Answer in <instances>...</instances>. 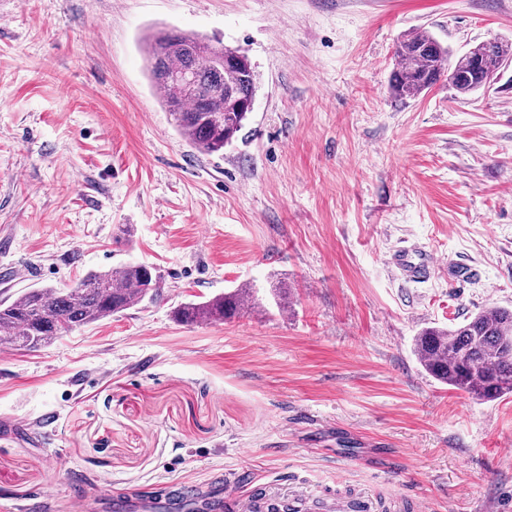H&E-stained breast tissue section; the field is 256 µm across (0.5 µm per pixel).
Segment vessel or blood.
Here are the masks:
<instances>
[{
    "label": "vessel or blood",
    "mask_w": 512,
    "mask_h": 512,
    "mask_svg": "<svg viewBox=\"0 0 512 512\" xmlns=\"http://www.w3.org/2000/svg\"><path fill=\"white\" fill-rule=\"evenodd\" d=\"M393 270L407 278L429 275L434 260L428 254L403 248L389 259ZM246 471L231 470L214 476L206 485L170 484L167 493L136 498L108 490L99 497L103 512H372L369 494L347 496L316 493L296 480L286 490L273 483L245 489Z\"/></svg>",
    "instance_id": "b4317fda"
}]
</instances>
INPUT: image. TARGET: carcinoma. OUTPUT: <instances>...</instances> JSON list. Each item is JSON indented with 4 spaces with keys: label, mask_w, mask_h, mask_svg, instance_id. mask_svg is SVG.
Listing matches in <instances>:
<instances>
[{
    "label": "carcinoma",
    "mask_w": 512,
    "mask_h": 512,
    "mask_svg": "<svg viewBox=\"0 0 512 512\" xmlns=\"http://www.w3.org/2000/svg\"><path fill=\"white\" fill-rule=\"evenodd\" d=\"M144 51L150 82L173 118L179 134L200 154L224 151L244 129L254 100L256 74L240 52L220 70L201 67L210 45L195 34L158 33ZM478 55L488 69L512 60V43L491 39L479 43ZM398 67L388 92L397 100L420 96L453 73L452 88L461 95L479 90L475 55L451 60L448 48L425 31L405 34L395 50ZM196 70L193 89L179 76ZM154 268L128 263L118 269L91 272L66 288H28L9 303L0 302V344L37 350L76 328L122 313L160 288ZM257 305L251 289H235L203 302L175 309L182 323L222 321ZM423 368L450 388L492 401L512 393V310L490 307L453 328L429 327L414 338Z\"/></svg>",
    "instance_id": "carcinoma-1"
}]
</instances>
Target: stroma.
Masks as SVG:
<instances>
[{
  "mask_svg": "<svg viewBox=\"0 0 512 512\" xmlns=\"http://www.w3.org/2000/svg\"><path fill=\"white\" fill-rule=\"evenodd\" d=\"M244 52L246 135L205 156L141 51L156 28ZM512 41V0H0V302L143 263L162 288L29 352L0 345V504L216 470L365 488L386 512H512V396L433 379L426 327L512 309V66L394 100L400 38ZM431 252L405 280L390 254ZM463 262L475 277L451 283ZM248 287L262 305L185 325ZM257 301L251 288H248V290L237 288L207 301L181 303L174 313L180 322L187 325L205 321H224V319L231 318L245 307L258 305Z\"/></svg>",
  "mask_w": 512,
  "mask_h": 512,
  "instance_id": "1",
  "label": "stroma"
}]
</instances>
